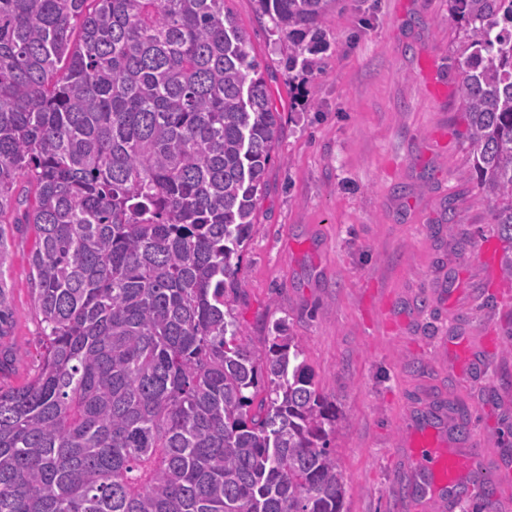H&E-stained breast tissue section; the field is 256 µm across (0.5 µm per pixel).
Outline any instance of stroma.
<instances>
[{
	"label": "stroma",
	"instance_id": "stroma-1",
	"mask_svg": "<svg viewBox=\"0 0 512 512\" xmlns=\"http://www.w3.org/2000/svg\"><path fill=\"white\" fill-rule=\"evenodd\" d=\"M282 127L233 293L262 346L286 320L338 417L347 512H417L401 468L410 420L435 401L466 404L487 451L475 474L512 512V280L487 265L494 227L468 172L457 34L448 0H337L318 67L288 78L287 44L256 0H228ZM453 216H446V209ZM0 271L10 355L0 387L34 374L41 329L31 294L29 225L6 227ZM452 336L477 346H449Z\"/></svg>",
	"mask_w": 512,
	"mask_h": 512
}]
</instances>
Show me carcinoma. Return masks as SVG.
Wrapping results in <instances>:
<instances>
[{
    "label": "carcinoma",
    "instance_id": "cac0c4a2",
    "mask_svg": "<svg viewBox=\"0 0 512 512\" xmlns=\"http://www.w3.org/2000/svg\"><path fill=\"white\" fill-rule=\"evenodd\" d=\"M226 0H0V270L28 224L37 370L0 388V512H343L286 321L231 309L280 129ZM310 72L337 0H256ZM470 176L512 277V0H449Z\"/></svg>",
    "mask_w": 512,
    "mask_h": 512
}]
</instances>
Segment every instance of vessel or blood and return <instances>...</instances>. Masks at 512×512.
<instances>
[{
	"label": "vessel or blood",
	"instance_id": "1",
	"mask_svg": "<svg viewBox=\"0 0 512 512\" xmlns=\"http://www.w3.org/2000/svg\"><path fill=\"white\" fill-rule=\"evenodd\" d=\"M403 446L407 480L426 505L444 512L454 507L469 470L480 466L484 453L475 437L449 438L443 422L412 423Z\"/></svg>",
	"mask_w": 512,
	"mask_h": 512
}]
</instances>
